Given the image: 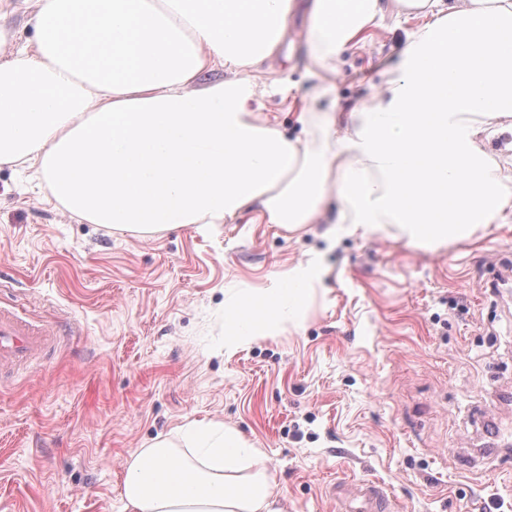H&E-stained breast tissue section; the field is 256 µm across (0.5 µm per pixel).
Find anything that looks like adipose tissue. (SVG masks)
Listing matches in <instances>:
<instances>
[{
  "instance_id": "ef3b65f1",
  "label": "adipose tissue",
  "mask_w": 512,
  "mask_h": 512,
  "mask_svg": "<svg viewBox=\"0 0 512 512\" xmlns=\"http://www.w3.org/2000/svg\"><path fill=\"white\" fill-rule=\"evenodd\" d=\"M427 24L408 35L403 73L384 99L348 117L311 120L313 139L258 122L255 85L203 88L205 70L253 69L273 54L293 0H38L34 47L0 62V164L39 167L67 211L143 231L221 224L258 208L292 231L328 189L345 235L394 229L435 250L468 239L512 209V186L479 146L491 120L512 116V0H404ZM380 0H312L310 56L336 61ZM323 276L296 265L273 288H242L224 303L231 351L300 323ZM192 459L168 440L127 464L125 512H275L263 461L232 427L185 431Z\"/></svg>"
}]
</instances>
